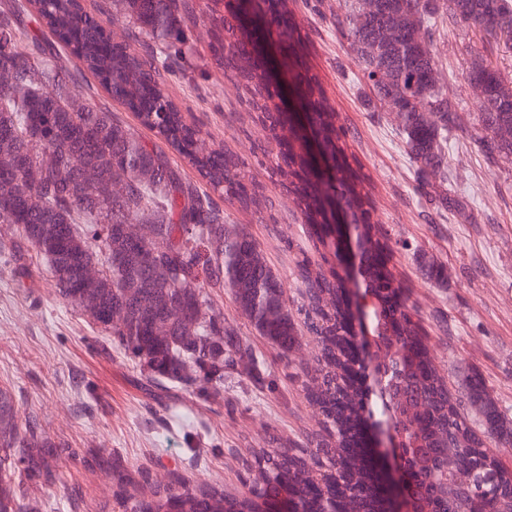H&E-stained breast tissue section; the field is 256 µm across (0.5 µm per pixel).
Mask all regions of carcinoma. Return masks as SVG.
I'll use <instances>...</instances> for the list:
<instances>
[{"label": "carcinoma", "instance_id": "obj_1", "mask_svg": "<svg viewBox=\"0 0 512 512\" xmlns=\"http://www.w3.org/2000/svg\"><path fill=\"white\" fill-rule=\"evenodd\" d=\"M112 21L143 47L131 56L126 46L87 14L80 0H0V223L16 226L19 241L48 260L58 294L108 333L112 343L136 360L158 385L181 386L218 398L224 370L248 362L252 351L234 326L224 323L211 290L222 289L257 335L281 352L296 349L304 334L320 345L306 371V396L320 415L322 434L315 449L260 448L249 494L234 497L220 484L195 486L188 478L153 482L150 494L113 492L125 512H254L257 500L280 486L293 488L301 512H331L334 505L362 512L373 499L359 495L336 473L350 467L367 482L370 457H349L348 436L372 421L381 405L354 382L348 359L344 284L336 271L313 268L307 255L297 261L306 304L298 318L288 306L284 280L239 225L229 223L212 195L259 205L252 174L224 149L197 150L198 131L165 92L179 73L185 48L202 25L209 36L212 64L224 78L244 86L249 105L276 149L265 153L269 176L288 177L292 197L306 224H317L321 192L336 197L353 223L366 220L371 185L347 165L336 164V182L315 176L281 139L283 121L268 101L278 87L264 80L272 61L239 68L248 43L270 31L258 25L250 42L238 28V13L224 0H117ZM342 32L352 60L363 72L368 99L391 112L409 162L415 190L429 214L448 209L466 215V204L448 186V142L462 129L459 106L441 83L435 34L444 18L483 32L497 47L512 49V0H344ZM30 15L79 61L72 69L54 45L29 28ZM94 75L114 100L137 114L141 125L189 160L209 191L185 180L158 146H147L109 107L82 93L78 76ZM467 83L482 88L476 106L480 133L476 150L489 165L512 158V80L492 63L472 59ZM310 120L333 157L347 150L336 114L324 103L321 86L307 80ZM127 174L126 190H112L115 171ZM412 258L426 279L448 287V268L420 246ZM100 265L95 281L84 268ZM373 288L371 325L376 358L395 363V386L416 410L400 412L397 433L408 450L423 494L418 512H512V472L503 469L494 439L512 445V419L505 417L476 375L467 379V398L481 415L482 434L462 417L434 361L420 346V326L401 298L385 265L366 266ZM52 443L31 423H19L8 391L0 389V512H27L19 501L16 460L40 472Z\"/></svg>", "mask_w": 512, "mask_h": 512}]
</instances>
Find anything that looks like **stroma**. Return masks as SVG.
<instances>
[{
  "instance_id": "obj_1",
  "label": "stroma",
  "mask_w": 512,
  "mask_h": 512,
  "mask_svg": "<svg viewBox=\"0 0 512 512\" xmlns=\"http://www.w3.org/2000/svg\"><path fill=\"white\" fill-rule=\"evenodd\" d=\"M285 6L303 40L286 68L316 78L344 128L348 160L373 186L372 220L393 240L382 257L460 413L477 424L465 388L466 377L476 373L512 418V163L487 166L473 149L478 126L463 75L471 55L482 53L512 77V51L495 50L481 32L449 19L436 35L445 86L464 115V129L449 149V181L464 190L474 221L451 212L430 224L396 123L364 100L363 75L336 18L338 0H286ZM167 91L207 144L252 163L260 206L226 202L224 216L243 225L284 279L289 305L299 306L305 286L296 262L305 254L320 263L317 230L255 165L253 150L265 138L245 90L225 80L202 40ZM16 237L14 225L0 223V388L10 393L19 422L36 423L55 447L46 469L23 486L40 512H119L112 496L116 464L135 476L216 482L241 495L248 491L245 462L253 449L303 445L319 433L320 415L304 391V368L318 352L311 337L283 355L216 290L214 305L250 345L261 382L226 371L224 394L215 401L154 386L105 332L60 298L46 260L33 247L14 252ZM413 245L447 266V287L424 279L409 251Z\"/></svg>"
}]
</instances>
